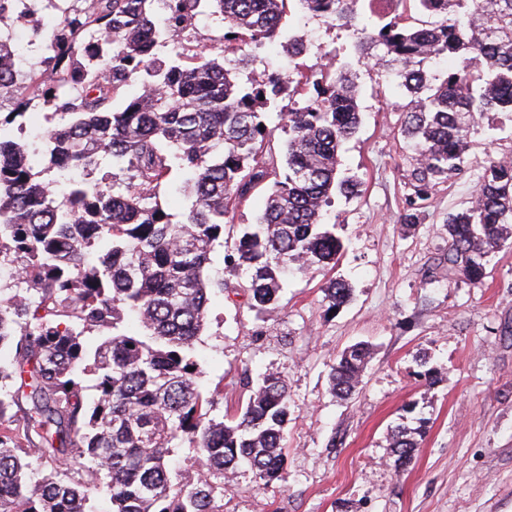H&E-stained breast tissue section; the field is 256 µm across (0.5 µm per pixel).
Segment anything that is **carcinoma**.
<instances>
[{"instance_id": "carcinoma-1", "label": "carcinoma", "mask_w": 512, "mask_h": 512, "mask_svg": "<svg viewBox=\"0 0 512 512\" xmlns=\"http://www.w3.org/2000/svg\"><path fill=\"white\" fill-rule=\"evenodd\" d=\"M20 0H0V512H224V478L241 468L259 488L285 480L288 383L262 376L237 414H218L203 391L194 348L211 296L232 289L247 309L280 305L282 280L336 266L342 240L324 224L342 175L339 151L359 131L349 72L337 54L311 75L258 77L254 52L301 35L285 27L290 5L356 32L349 53L379 47L395 81L400 135L415 161L403 221L412 224L433 182L465 168L471 130L491 112H512V0H398L431 21L370 10L375 0H48L58 11L47 52L15 67L4 28L29 20ZM202 15L218 17L224 55L157 51ZM241 70L226 68V55ZM310 82L301 106L293 85ZM136 86L123 107L116 99ZM288 105H283V101ZM37 106L46 113L40 163L8 125ZM288 140L271 147V115ZM108 170L112 183L92 180ZM185 177L188 210L165 207L173 177ZM264 192L263 209L230 245L225 218ZM448 270L472 282L512 236V163L491 160L472 205L448 214ZM234 280L209 274L212 254ZM328 309L352 288L330 278ZM370 357L354 344L328 375L333 394L357 390ZM396 425L395 466H407L426 430ZM27 447H22L19 439ZM194 454L182 470L174 450ZM42 473L34 477L27 455Z\"/></svg>"}]
</instances>
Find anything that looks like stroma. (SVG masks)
<instances>
[{
  "label": "stroma",
  "mask_w": 512,
  "mask_h": 512,
  "mask_svg": "<svg viewBox=\"0 0 512 512\" xmlns=\"http://www.w3.org/2000/svg\"><path fill=\"white\" fill-rule=\"evenodd\" d=\"M290 23L308 39L306 54L276 46L256 70L314 69L352 42L315 18ZM352 73L361 125L340 150V170L360 180V193L336 196L328 210L345 245L334 274L351 285V300L328 310L320 272L289 276L269 313L217 296L196 344L201 385L221 386L224 413L266 372L286 377L293 405L285 481L260 489L239 471L224 481V512H512V238L479 284L445 261L449 213L470 206L489 159L512 160V113L482 119L464 172L433 184L428 207L406 224L413 161L398 92L370 65L353 63ZM358 342L370 358L358 390L342 399L327 373ZM408 405L429 424L399 472L391 429Z\"/></svg>",
  "instance_id": "1"
}]
</instances>
